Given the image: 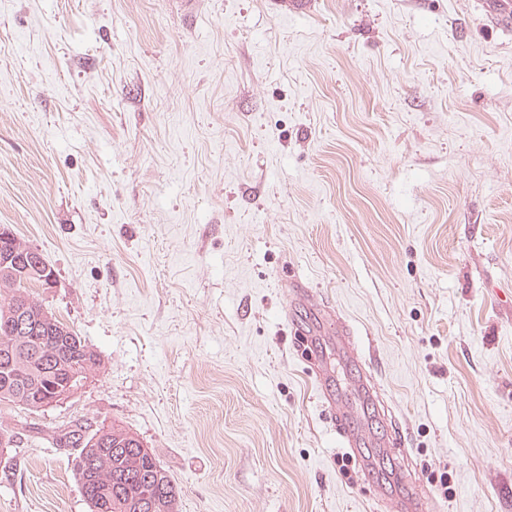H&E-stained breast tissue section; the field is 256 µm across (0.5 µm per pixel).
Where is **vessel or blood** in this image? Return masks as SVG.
Here are the masks:
<instances>
[{"mask_svg":"<svg viewBox=\"0 0 512 512\" xmlns=\"http://www.w3.org/2000/svg\"><path fill=\"white\" fill-rule=\"evenodd\" d=\"M296 297L299 304L312 310L319 319V331L335 345L354 373L348 384L347 396L331 393L329 384L332 376V364L327 355L312 349L308 352L307 362L315 380L316 390L321 399L328 419L343 447L351 449L357 458L365 481L371 486L376 498L387 505L391 512H424L431 497L423 483H410L407 471H399L387 477L377 474L374 457L365 455L363 448L373 441L364 425L362 412L370 408L379 417L389 423V435L383 440L386 448L407 449L409 441L393 414L385 405L380 388L369 370L363 356L354 342L346 322L318 300L305 287H297Z\"/></svg>","mask_w":512,"mask_h":512,"instance_id":"b4317fda","label":"vessel or blood"}]
</instances>
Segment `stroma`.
<instances>
[{
	"label": "stroma",
	"mask_w": 512,
	"mask_h": 512,
	"mask_svg": "<svg viewBox=\"0 0 512 512\" xmlns=\"http://www.w3.org/2000/svg\"><path fill=\"white\" fill-rule=\"evenodd\" d=\"M179 512H388L317 399L291 279L349 322L428 512H512V32L483 0H0V228ZM0 512H87L9 451ZM448 485H440V474Z\"/></svg>",
	"instance_id": "35a3bbf8"
}]
</instances>
